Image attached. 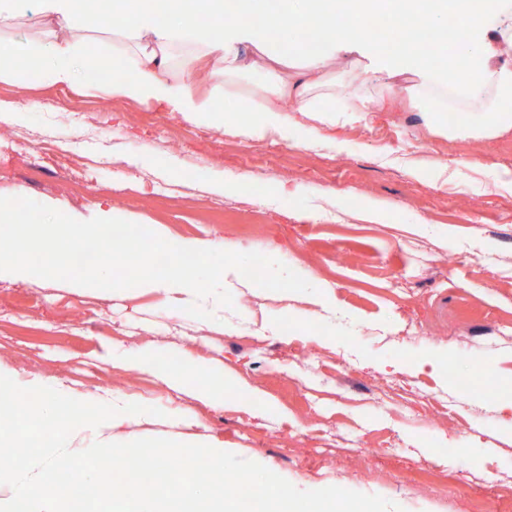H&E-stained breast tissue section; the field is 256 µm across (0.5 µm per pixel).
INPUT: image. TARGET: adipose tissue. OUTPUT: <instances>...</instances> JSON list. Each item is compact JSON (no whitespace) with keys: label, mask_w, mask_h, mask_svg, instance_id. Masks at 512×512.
I'll use <instances>...</instances> for the list:
<instances>
[{"label":"adipose tissue","mask_w":512,"mask_h":512,"mask_svg":"<svg viewBox=\"0 0 512 512\" xmlns=\"http://www.w3.org/2000/svg\"><path fill=\"white\" fill-rule=\"evenodd\" d=\"M98 0H36L41 17L55 27L38 42L0 39V75L21 66L42 69L53 83H73L86 69L84 56L67 35L83 15L97 9ZM474 0H167L171 22L165 23L153 0H112L110 11H98L99 26H119L120 36L135 63L112 61L113 93L151 101L205 125L241 124L248 136L258 137L276 126L282 100L291 98L299 111L321 124L332 125L344 112L384 111L404 96L414 112H435L437 98L453 96L465 103L483 102L479 118L463 114L459 134L485 139L512 131V28L495 24L477 10ZM235 20H228V13ZM455 14L464 37L444 50L455 57L464 52L483 54L484 67L459 72L437 68L421 53L417 34L438 26ZM389 18L397 34V52L384 62L360 66L352 95L328 66L337 51L363 52V21ZM306 28L320 39L318 48L305 50L291 33ZM284 49L269 54L270 38ZM202 65L215 62L224 76L225 94L233 93L250 75H260L258 96L246 117L225 112L222 97H203L192 76L172 82L166 77L177 47Z\"/></svg>","instance_id":"adipose-tissue-1"}]
</instances>
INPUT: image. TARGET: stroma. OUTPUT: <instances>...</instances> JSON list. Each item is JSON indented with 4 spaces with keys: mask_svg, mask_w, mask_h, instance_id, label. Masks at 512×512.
I'll use <instances>...</instances> for the list:
<instances>
[{
    "mask_svg": "<svg viewBox=\"0 0 512 512\" xmlns=\"http://www.w3.org/2000/svg\"><path fill=\"white\" fill-rule=\"evenodd\" d=\"M73 36L97 63L73 85L35 68L0 77V196L84 221L104 205L175 242L275 258L319 291L239 276L232 307L203 299L200 319L138 287L0 281V370L160 409L126 443L207 437L304 491L512 512V414L499 408L512 396V133L447 136L400 102L325 127L288 100L282 130L251 138L113 94L118 29ZM41 145L75 150L79 177L44 167ZM179 181L185 206L158 193ZM139 352L153 370L125 362ZM205 377L222 405L198 400Z\"/></svg>",
    "mask_w": 512,
    "mask_h": 512,
    "instance_id": "1",
    "label": "stroma"
}]
</instances>
